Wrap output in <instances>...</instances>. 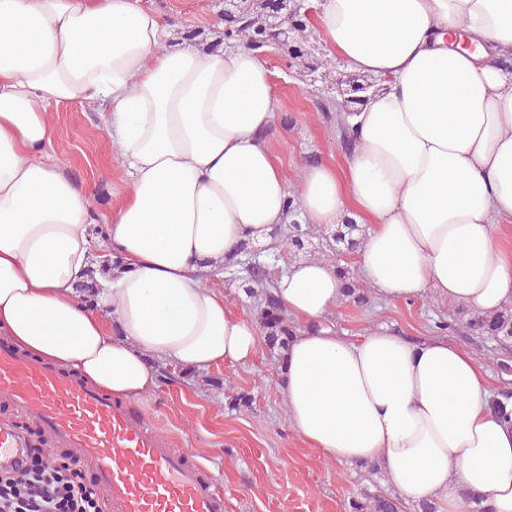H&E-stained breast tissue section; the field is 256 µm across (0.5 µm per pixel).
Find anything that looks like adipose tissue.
Masks as SVG:
<instances>
[{
	"label": "adipose tissue",
	"instance_id": "1",
	"mask_svg": "<svg viewBox=\"0 0 512 512\" xmlns=\"http://www.w3.org/2000/svg\"><path fill=\"white\" fill-rule=\"evenodd\" d=\"M317 32L350 71L385 82L357 112L343 172L290 187L266 137L272 74L246 45L174 43L141 0H0V334L125 398L157 364L244 365L257 325L206 287L274 226L367 225L359 275L389 301L427 294L479 312L512 305V0H321ZM106 101L133 190L94 213L49 161L48 109ZM94 303L76 287L100 264ZM282 308L306 321L278 368L290 427L328 460L382 463L402 497L512 512V421L473 356L444 336L323 326L342 296L329 262L291 264Z\"/></svg>",
	"mask_w": 512,
	"mask_h": 512
}]
</instances>
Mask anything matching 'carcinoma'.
Returning a JSON list of instances; mask_svg holds the SVG:
<instances>
[{
  "instance_id": "1",
  "label": "carcinoma",
  "mask_w": 512,
  "mask_h": 512,
  "mask_svg": "<svg viewBox=\"0 0 512 512\" xmlns=\"http://www.w3.org/2000/svg\"><path fill=\"white\" fill-rule=\"evenodd\" d=\"M239 6L242 8L243 26L235 34L234 40L248 42L255 32L263 29L266 24L264 6L261 0H239ZM292 19L293 16L290 14L283 16L281 27L285 30V35L301 46L302 53L298 56V60L308 69L317 59L316 49L310 45L306 28L295 26ZM358 231L360 227L352 222L340 224L331 230L326 247L335 253L341 250L352 251L357 247L355 233ZM311 232L312 229L307 224L288 225V250L295 255L307 252L312 246ZM338 271L347 284L346 300L358 305L366 304L367 296L357 289V278L354 272L348 267H340ZM241 273L247 279L244 293L251 298L257 297L261 300L260 325L265 331L268 342L280 351H285L295 330L294 326L289 324L274 294L278 278L275 266L271 265L252 274H246L244 269L240 268L230 273L229 281L233 284L238 283ZM433 331L440 335L460 333L464 336H476L493 342L496 350L509 352L512 350V307L490 314L473 312L461 323L451 319L440 320L435 322ZM346 512H398V502L384 494H363L348 500Z\"/></svg>"
}]
</instances>
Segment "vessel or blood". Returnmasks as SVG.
Segmentation results:
<instances>
[{"label": "vessel or blood", "mask_w": 512, "mask_h": 512, "mask_svg": "<svg viewBox=\"0 0 512 512\" xmlns=\"http://www.w3.org/2000/svg\"><path fill=\"white\" fill-rule=\"evenodd\" d=\"M0 468L23 463L21 416L92 477L105 512H224L211 470L111 394L65 367L0 344Z\"/></svg>", "instance_id": "b4317fda"}]
</instances>
